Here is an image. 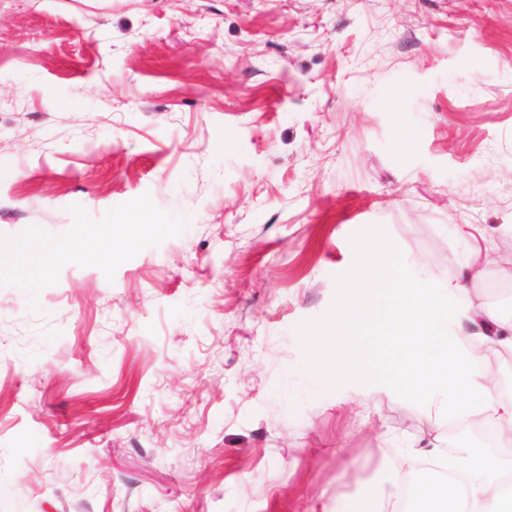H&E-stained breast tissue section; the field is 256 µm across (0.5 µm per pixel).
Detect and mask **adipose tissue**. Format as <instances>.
<instances>
[{
  "label": "adipose tissue",
  "mask_w": 512,
  "mask_h": 512,
  "mask_svg": "<svg viewBox=\"0 0 512 512\" xmlns=\"http://www.w3.org/2000/svg\"><path fill=\"white\" fill-rule=\"evenodd\" d=\"M462 284H420L406 281L394 300L367 293L355 281L341 304L334 327L337 345L310 337L317 364L336 355L347 373L358 374L376 363L377 345L409 331V357L390 361L396 375L420 393L440 397L448 416L493 412L497 421L512 425V399H494L487 386L488 368L472 354L478 341L512 354V322L481 310L482 328L473 336L448 338V301L464 293ZM498 453L467 448L446 459L441 449L419 450L396 472L395 482L410 481L411 499L419 512H512V432Z\"/></svg>",
  "instance_id": "1"
}]
</instances>
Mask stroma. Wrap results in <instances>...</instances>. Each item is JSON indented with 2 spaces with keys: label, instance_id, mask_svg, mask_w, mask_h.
<instances>
[{
  "label": "stroma",
  "instance_id": "1",
  "mask_svg": "<svg viewBox=\"0 0 512 512\" xmlns=\"http://www.w3.org/2000/svg\"><path fill=\"white\" fill-rule=\"evenodd\" d=\"M506 236L512 0H0V512L393 501L458 418L306 337L373 261L512 319ZM382 492L374 487H366L363 491L350 498L337 499L332 512H382Z\"/></svg>",
  "mask_w": 512,
  "mask_h": 512
}]
</instances>
